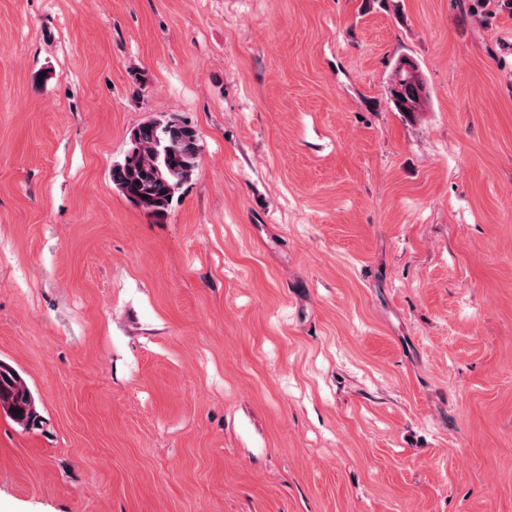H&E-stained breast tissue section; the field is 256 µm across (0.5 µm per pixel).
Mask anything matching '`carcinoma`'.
Here are the masks:
<instances>
[{"label": "carcinoma", "instance_id": "1", "mask_svg": "<svg viewBox=\"0 0 512 512\" xmlns=\"http://www.w3.org/2000/svg\"><path fill=\"white\" fill-rule=\"evenodd\" d=\"M395 65L390 85L401 92L393 96L398 111L419 112L427 99L415 79L417 64ZM202 151L195 127L176 114L155 116L132 128L123 158L112 165V185L131 204L154 217L167 215L180 191L198 166ZM0 411L27 429L39 420L35 399L26 381L9 364L0 361Z\"/></svg>", "mask_w": 512, "mask_h": 512}]
</instances>
